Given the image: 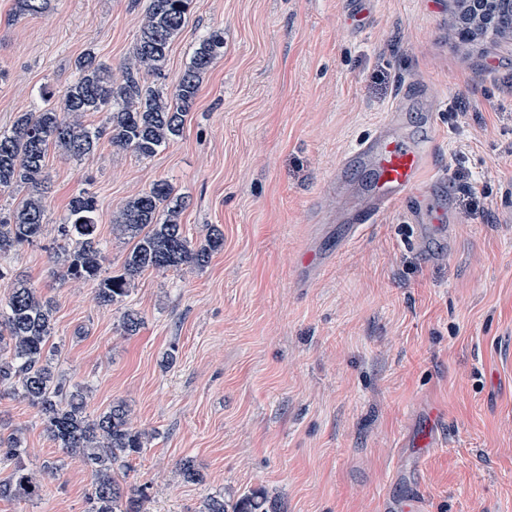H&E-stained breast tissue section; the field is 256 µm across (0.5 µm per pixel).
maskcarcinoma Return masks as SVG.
Instances as JSON below:
<instances>
[{"mask_svg":"<svg viewBox=\"0 0 512 512\" xmlns=\"http://www.w3.org/2000/svg\"><path fill=\"white\" fill-rule=\"evenodd\" d=\"M191 3L149 0L146 21L133 48L135 64L125 68L122 82L112 80V70L88 53L77 61V77L57 99L43 98V107L19 113L9 129L0 131V192L22 185L29 188L27 197L14 207L0 208V255L43 235L46 159L51 148L79 160L93 154L106 138L112 146L147 159L182 135L205 75L224 56V31L212 29L199 39L171 87L157 89L145 82L143 73L162 74L171 46L187 23ZM50 6L51 0H14V13L40 16ZM86 113L100 114L102 119L88 125L77 121ZM184 208L183 197L165 179L125 202L113 224L129 238L131 247L121 269L109 272L102 266L105 245L96 224L97 198L79 191L54 227L52 245L62 253V278L93 284L97 304L110 308L123 305L135 282L149 271L206 266L224 247V234L212 229L203 243L192 245L181 224ZM1 281L10 288L0 299V387L36 409L56 447L81 458L93 480L88 512H146L148 486L127 491L118 471L130 467L153 435L131 425L129 410L121 401L96 415L87 412L89 385L57 369L63 347L55 336L54 300L0 265ZM141 325L138 312L125 309L124 333L133 336ZM26 457L21 434L0 435V463L10 467L9 475L0 479V500L17 504L39 500L43 475L63 466L57 459L38 474ZM197 512H276V504L263 494H252L229 509L223 496L210 495Z\"/></svg>","mask_w":512,"mask_h":512,"instance_id":"1","label":"carcinoma"}]
</instances>
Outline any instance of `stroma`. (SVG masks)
<instances>
[{
  "label": "stroma",
  "mask_w": 512,
  "mask_h": 512,
  "mask_svg": "<svg viewBox=\"0 0 512 512\" xmlns=\"http://www.w3.org/2000/svg\"><path fill=\"white\" fill-rule=\"evenodd\" d=\"M147 6L52 0L19 17L0 0V130L71 82L86 52L122 80ZM454 8L374 0L350 37L340 0H194L164 78L147 79L174 80L200 36L223 30L182 136L148 159L105 140L81 160L50 151L45 238L0 264L55 300L59 369L89 383V412L122 401L153 433L123 477L148 486L149 512L250 492L280 512H383L416 488L428 512H512V41L459 45ZM421 76L443 87L441 106L431 123L410 108L406 124L441 134L451 188L435 202L460 229L421 250L394 211L347 242L316 203ZM472 99L482 111L464 113ZM157 179L183 197L193 244L214 226L224 247L206 267L143 275L125 305L144 324L128 336L92 284L62 279L52 227L73 194L95 193L103 266L119 269L128 247L112 216ZM15 428L31 468L64 466L36 504L0 500V512H86L90 472L0 391V433ZM187 460L199 482L179 476Z\"/></svg>",
  "instance_id": "obj_1"
}]
</instances>
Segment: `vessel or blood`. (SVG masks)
<instances>
[{
  "instance_id": "b4317fda",
  "label": "vessel or blood",
  "mask_w": 512,
  "mask_h": 512,
  "mask_svg": "<svg viewBox=\"0 0 512 512\" xmlns=\"http://www.w3.org/2000/svg\"><path fill=\"white\" fill-rule=\"evenodd\" d=\"M373 0H343L341 22L344 30L357 33L372 17ZM418 99L429 112H436L439 100L425 81H417ZM403 93L390 112L379 121L372 133L360 141L338 163L325 197L318 209L321 216H339L347 226L348 240L361 234L386 213H404L414 228L413 241L426 245L430 236L447 232L448 212L434 205V187H446V174L426 180V172L438 149L435 135L413 138L405 124V113L413 99ZM359 167L369 169L370 181L365 188H356L349 180L350 173Z\"/></svg>"
}]
</instances>
